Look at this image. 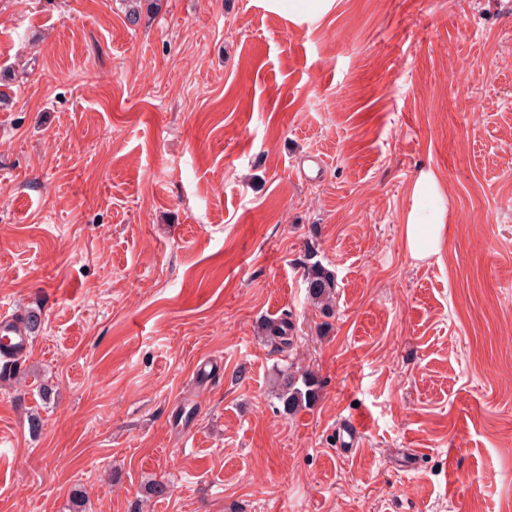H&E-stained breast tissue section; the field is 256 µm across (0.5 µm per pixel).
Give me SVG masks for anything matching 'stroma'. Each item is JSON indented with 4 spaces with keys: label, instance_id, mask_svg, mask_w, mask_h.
Masks as SVG:
<instances>
[{
    "label": "stroma",
    "instance_id": "obj_1",
    "mask_svg": "<svg viewBox=\"0 0 512 512\" xmlns=\"http://www.w3.org/2000/svg\"><path fill=\"white\" fill-rule=\"evenodd\" d=\"M125 12L0 0V512H512V0ZM334 0H268L271 10L288 15V18L304 20L317 18L331 9ZM442 212L437 210L428 220L412 212L404 224V246L413 258L422 259L436 253L440 241ZM305 280L311 301L321 305L324 312L330 311L336 295L335 273L321 262L315 261L307 266ZM28 333L17 325L11 315H0V373L11 375L17 368V357L30 348ZM2 355V358H1ZM318 397L314 380L307 374L282 373L277 399L283 412L290 415L303 406L311 405ZM364 431V423L360 417L354 416L348 419L344 427L339 431V445L343 448H338L342 452H350L359 442Z\"/></svg>",
    "mask_w": 512,
    "mask_h": 512
}]
</instances>
